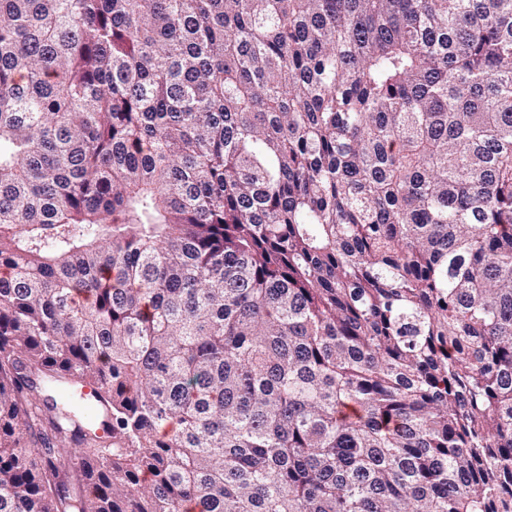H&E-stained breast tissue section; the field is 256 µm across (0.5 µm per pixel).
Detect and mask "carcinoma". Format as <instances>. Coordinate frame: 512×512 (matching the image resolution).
Masks as SVG:
<instances>
[{"label": "carcinoma", "instance_id": "cac0c4a2", "mask_svg": "<svg viewBox=\"0 0 512 512\" xmlns=\"http://www.w3.org/2000/svg\"><path fill=\"white\" fill-rule=\"evenodd\" d=\"M0 512H512V0H0Z\"/></svg>", "mask_w": 512, "mask_h": 512}]
</instances>
